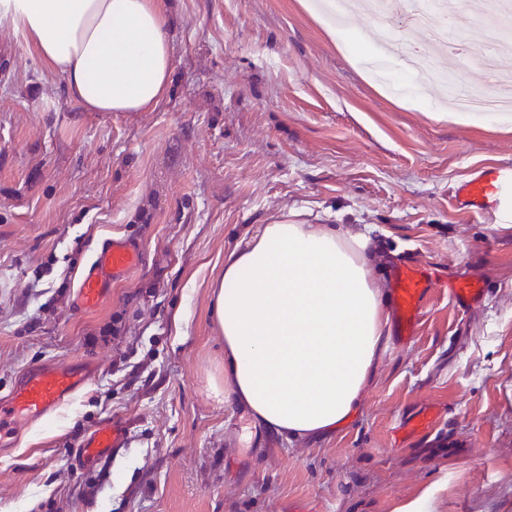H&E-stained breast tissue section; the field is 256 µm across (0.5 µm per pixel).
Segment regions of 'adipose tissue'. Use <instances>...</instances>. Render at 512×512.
<instances>
[{
  "mask_svg": "<svg viewBox=\"0 0 512 512\" xmlns=\"http://www.w3.org/2000/svg\"><path fill=\"white\" fill-rule=\"evenodd\" d=\"M168 0H0V29L22 30L90 112H150L172 72ZM368 237L339 224H266L224 259L212 290L224 337L215 395L286 440L354 418L387 347Z\"/></svg>",
  "mask_w": 512,
  "mask_h": 512,
  "instance_id": "1",
  "label": "adipose tissue"
}]
</instances>
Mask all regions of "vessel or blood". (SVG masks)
<instances>
[{
	"label": "vessel or blood",
	"instance_id": "b4317fda",
	"mask_svg": "<svg viewBox=\"0 0 512 512\" xmlns=\"http://www.w3.org/2000/svg\"><path fill=\"white\" fill-rule=\"evenodd\" d=\"M451 198L461 208L484 220H494L512 205V167L492 166L477 171L457 184ZM143 260L141 248L128 239L115 237L97 253L82 278L78 297L84 307L92 308L106 297L111 283L122 279ZM393 284L392 318L399 341L412 338L420 318L421 302L434 281L413 262L397 263L390 272ZM451 300L464 312L477 304L483 294L478 282L460 276L448 285ZM95 367L87 361L44 362L27 367L7 389L0 392V446L15 447L23 431L44 420L57 408L92 382ZM127 423L116 418L106 426L91 430L81 444V462L94 465L124 447Z\"/></svg>",
	"mask_w": 512,
	"mask_h": 512
}]
</instances>
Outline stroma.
<instances>
[{
    "label": "stroma",
    "instance_id": "35a3bbf8",
    "mask_svg": "<svg viewBox=\"0 0 512 512\" xmlns=\"http://www.w3.org/2000/svg\"><path fill=\"white\" fill-rule=\"evenodd\" d=\"M169 94L150 112H88L22 32L0 30V391L25 367L83 359L89 387L0 450V512H512V218L448 203L512 164V116L455 121L362 63L382 24L330 36L303 0H171ZM434 74L495 92L478 60ZM367 233L436 286L414 336L389 342L360 412L288 442L209 390L224 377L211 289L265 224ZM142 266L94 309L79 278L112 237ZM485 293L456 312L449 282ZM182 326H175V316ZM119 328L116 336L103 327ZM127 440L83 466L89 430Z\"/></svg>",
    "mask_w": 512,
    "mask_h": 512
}]
</instances>
